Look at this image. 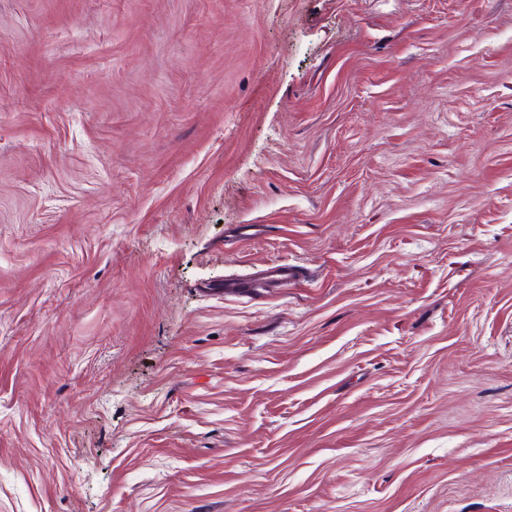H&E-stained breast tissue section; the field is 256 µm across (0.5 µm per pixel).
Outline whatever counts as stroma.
Masks as SVG:
<instances>
[{"label": "stroma", "mask_w": 512, "mask_h": 512, "mask_svg": "<svg viewBox=\"0 0 512 512\" xmlns=\"http://www.w3.org/2000/svg\"><path fill=\"white\" fill-rule=\"evenodd\" d=\"M0 512H512V0H0Z\"/></svg>", "instance_id": "1"}]
</instances>
